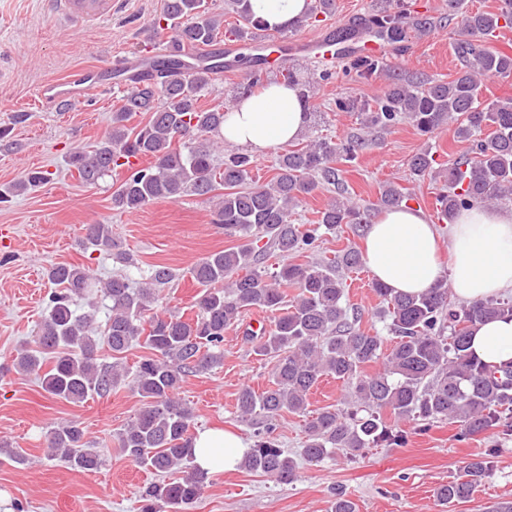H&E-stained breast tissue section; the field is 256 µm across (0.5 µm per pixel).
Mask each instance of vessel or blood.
Here are the masks:
<instances>
[{"label": "vessel or blood", "instance_id": "b4317fda", "mask_svg": "<svg viewBox=\"0 0 512 512\" xmlns=\"http://www.w3.org/2000/svg\"><path fill=\"white\" fill-rule=\"evenodd\" d=\"M47 7L55 18L79 29L111 18L115 3L114 0H48ZM335 38V31L327 29L317 36L291 42L269 36L255 38L252 44L257 48L276 46V55L268 62L272 68L288 66L301 54L320 56L323 50L331 47L335 48L340 57L354 54L378 56L389 48L388 42L379 37H356L341 46L335 45ZM116 74L123 76L126 82L136 84L144 72L133 69L130 60L125 58L113 59L110 68L106 70L78 67L70 70L60 80L41 85L37 91V104L45 112L62 111L67 104L110 90L112 77Z\"/></svg>", "mask_w": 512, "mask_h": 512}]
</instances>
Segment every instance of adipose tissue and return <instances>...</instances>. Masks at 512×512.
Listing matches in <instances>:
<instances>
[{
    "mask_svg": "<svg viewBox=\"0 0 512 512\" xmlns=\"http://www.w3.org/2000/svg\"><path fill=\"white\" fill-rule=\"evenodd\" d=\"M250 2L273 29L293 27L310 5V0ZM307 120L298 91L273 83L227 108L223 136L260 157L297 140ZM445 252L451 258L447 265L441 261ZM364 259L374 278L397 293L425 292L443 277L453 295L466 302L512 293V208L464 210L443 230L416 207L382 210L366 230ZM470 349L493 367L512 362V320L480 323ZM194 448L195 465L218 472L234 470L249 445L233 431L206 428L197 432Z\"/></svg>",
    "mask_w": 512,
    "mask_h": 512,
    "instance_id": "obj_1",
    "label": "adipose tissue"
}]
</instances>
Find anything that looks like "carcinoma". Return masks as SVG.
Listing matches in <instances>:
<instances>
[{
	"label": "carcinoma",
	"mask_w": 512,
	"mask_h": 512,
	"mask_svg": "<svg viewBox=\"0 0 512 512\" xmlns=\"http://www.w3.org/2000/svg\"><path fill=\"white\" fill-rule=\"evenodd\" d=\"M384 5L366 17L369 28L390 42H402L403 23L412 19L418 30L432 28L428 17L411 18L404 0H382ZM460 0H448V17L461 16L454 50L462 68L449 80L389 76L384 92L370 100L336 99V110L355 112L365 128L390 129L402 120L430 137L455 124L457 138L470 143L466 155L448 171L425 148L409 161V178H441L436 195L439 219L452 221L464 207L512 201V98L480 101L484 80L512 76V54L488 47L485 37L512 28V0L495 11L458 14ZM224 13L236 17L229 30L236 41L268 30L251 9L250 0H224ZM156 29L171 33L176 50L203 48L224 36L221 15L207 0H165L153 18ZM157 79L135 86L121 97L112 112V131L90 149L73 150L68 165L84 184L95 186L112 175V205L134 212L159 200L207 196L224 187L215 204L212 223L239 244L204 257L190 269L202 286L193 304L195 318L158 310L161 292L175 278L172 269L153 265L140 280L124 273L107 282L89 269L60 264L48 271L54 290L34 339L12 360L17 372L39 376L51 397L80 403L108 395L128 380L141 398L135 417L115 433L117 447L161 479L142 494L140 512H185L200 496L207 473L194 464L191 409L178 398L185 378L211 371L224 362V331L244 315L261 309L274 315L273 325L261 334L246 331L252 351L274 360L268 386L257 392L241 389L237 412L242 420L262 426L243 459L253 472L288 484L297 478V461L270 436L284 412L305 418L303 458L319 463L341 451L353 455L378 446H400L406 441L401 422L457 423L462 436L489 431L512 436V366L490 367L468 351L469 334L479 322L512 317V297L472 303L451 298L448 278L428 291L395 294L379 281L372 289L381 299L378 316L387 323L392 344L361 328L358 311L350 305L338 269L361 264L357 251L304 263L285 262L271 272L269 251L282 257L301 256L316 248L322 232L343 224L360 228L378 211L416 199L409 188L390 182L377 201L359 204L346 197L321 212L315 224H296L293 215L304 198L326 186L342 185L336 163H351L366 147L351 136L338 142L314 139L298 149H286L275 163L276 173L265 184L252 179V162L242 152L224 150L221 129L224 107L202 109L201 92L230 67L197 64L189 80L176 78L182 61L172 57L151 62ZM349 69L368 80L384 69L375 58H356ZM283 81L299 87L300 97H312L317 84L333 78L324 70L304 79L293 70L279 72ZM143 119L129 124L136 114ZM50 182V173L32 170L0 189V202ZM86 243L109 252L114 246L112 225L89 224ZM296 290L288 297L287 289ZM110 302L104 323L97 319L93 295ZM88 300L90 311L78 314L73 298ZM140 345L148 354L127 370L122 355ZM106 347L113 362H98ZM369 364L381 369L364 372ZM325 376L348 384L339 407L309 415L307 395ZM394 421L389 423L384 413ZM47 455L69 466L91 471L100 455L85 439L77 422L57 425L45 435ZM494 468L493 452L468 461L461 475L440 486L442 505L469 499ZM179 473L176 480L167 475Z\"/></svg>",
	"instance_id": "cac0c4a2"
}]
</instances>
